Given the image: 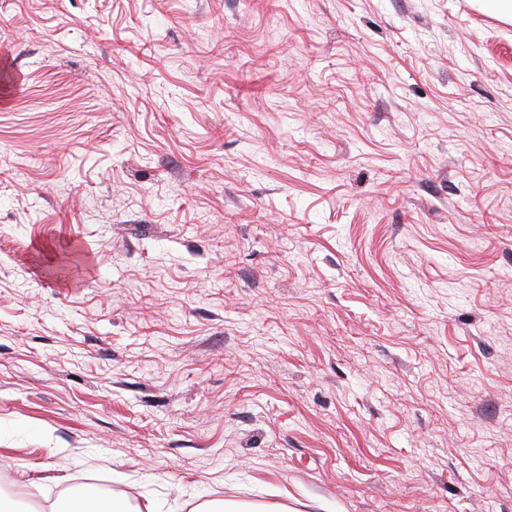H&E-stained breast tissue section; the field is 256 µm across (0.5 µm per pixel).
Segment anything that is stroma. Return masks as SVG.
Instances as JSON below:
<instances>
[{"label": "stroma", "instance_id": "1", "mask_svg": "<svg viewBox=\"0 0 512 512\" xmlns=\"http://www.w3.org/2000/svg\"><path fill=\"white\" fill-rule=\"evenodd\" d=\"M0 480L512 512V21L0 0Z\"/></svg>", "mask_w": 512, "mask_h": 512}]
</instances>
